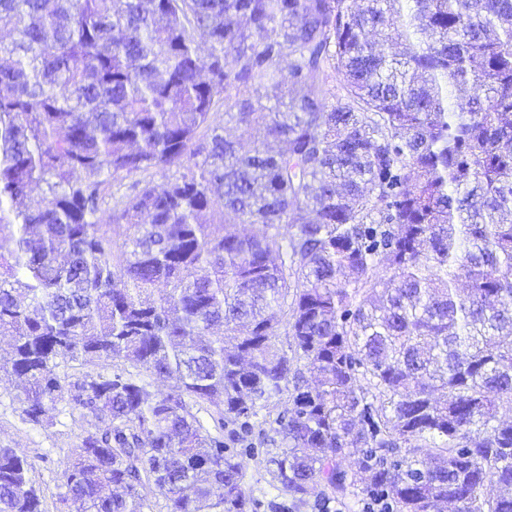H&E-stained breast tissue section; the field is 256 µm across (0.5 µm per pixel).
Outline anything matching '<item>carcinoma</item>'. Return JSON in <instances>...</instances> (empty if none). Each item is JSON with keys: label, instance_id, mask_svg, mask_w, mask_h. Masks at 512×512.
<instances>
[{"label": "carcinoma", "instance_id": "carcinoma-1", "mask_svg": "<svg viewBox=\"0 0 512 512\" xmlns=\"http://www.w3.org/2000/svg\"><path fill=\"white\" fill-rule=\"evenodd\" d=\"M4 29L0 369L26 422H90L56 512H247L224 427L291 378L295 501L512 512V0H0ZM34 470L0 447V512H48Z\"/></svg>", "mask_w": 512, "mask_h": 512}]
</instances>
